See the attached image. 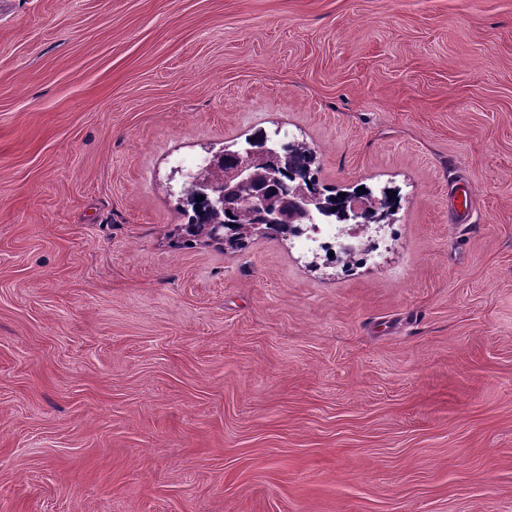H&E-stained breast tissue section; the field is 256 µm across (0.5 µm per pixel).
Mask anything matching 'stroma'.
Listing matches in <instances>:
<instances>
[{"label":"stroma","instance_id":"stroma-1","mask_svg":"<svg viewBox=\"0 0 512 512\" xmlns=\"http://www.w3.org/2000/svg\"><path fill=\"white\" fill-rule=\"evenodd\" d=\"M260 132L393 234L177 248ZM0 512H512V0H0Z\"/></svg>","mask_w":512,"mask_h":512}]
</instances>
